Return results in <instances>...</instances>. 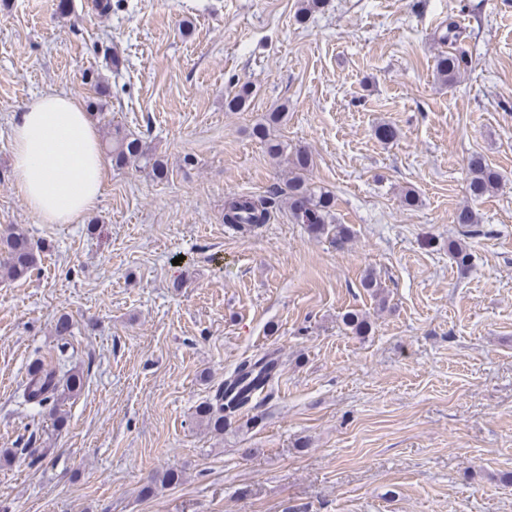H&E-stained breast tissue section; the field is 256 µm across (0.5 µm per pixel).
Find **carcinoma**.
<instances>
[{"label": "carcinoma", "instance_id": "obj_1", "mask_svg": "<svg viewBox=\"0 0 512 512\" xmlns=\"http://www.w3.org/2000/svg\"><path fill=\"white\" fill-rule=\"evenodd\" d=\"M467 60L462 55L448 54L438 61L437 74L446 83L455 80ZM283 113L272 112L266 123L254 129V135L262 140L268 152L279 159L286 154L287 146L270 137V127L281 122ZM112 162L118 168L128 165L150 169L159 180L167 177L164 163L154 158L140 137L126 133L121 126L112 127ZM291 176L286 183L288 205L296 220L307 225L315 237L326 236L342 248L351 239L352 231L345 224H330L328 218L333 207V196L326 191L310 186L305 172L310 168L311 158L305 152L297 151L289 160ZM497 183V174L487 165L476 160L471 165L469 190L475 197L491 191ZM276 194L253 197H238L224 204V223L242 230L252 231L268 222ZM41 244L27 233L12 230L0 236V268L5 274L21 280L29 276L37 262ZM66 345L59 347V354L53 365L42 360L35 361L28 368V382L24 388V401L45 411L61 427L65 418L61 406L70 396L82 391L85 386L83 371L70 368L65 354ZM278 358L276 352L243 359L224 378V385L202 403L198 409L199 418L213 431L221 433L224 427L238 421L254 408L260 394L271 390L277 376Z\"/></svg>", "mask_w": 512, "mask_h": 512}]
</instances>
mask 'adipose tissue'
<instances>
[{"label": "adipose tissue", "instance_id": "ef3b65f1", "mask_svg": "<svg viewBox=\"0 0 512 512\" xmlns=\"http://www.w3.org/2000/svg\"><path fill=\"white\" fill-rule=\"evenodd\" d=\"M12 171L28 209L44 224H71L93 211L105 172L98 132L69 97L46 94L12 129Z\"/></svg>", "mask_w": 512, "mask_h": 512}]
</instances>
